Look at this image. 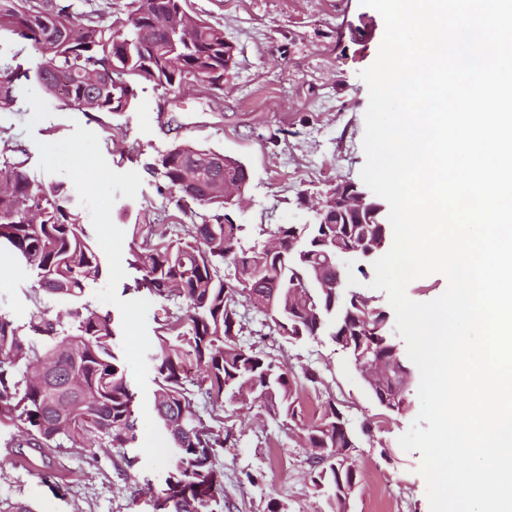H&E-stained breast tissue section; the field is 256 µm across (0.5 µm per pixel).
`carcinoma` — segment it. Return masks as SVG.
Returning a JSON list of instances; mask_svg holds the SVG:
<instances>
[{
	"mask_svg": "<svg viewBox=\"0 0 512 512\" xmlns=\"http://www.w3.org/2000/svg\"><path fill=\"white\" fill-rule=\"evenodd\" d=\"M174 16L189 24L191 41L151 24V14ZM125 18L107 23L94 10L76 19L53 0H0V33L16 36L35 49L39 61L25 66L23 49L0 46V111L18 102L17 83L36 80L45 92L67 105L97 100L96 112H124L137 98L136 86L148 82L174 91L188 84L220 92L224 75L236 66L235 47L224 29L188 11L187 0H126ZM218 154L204 146H171L151 166L161 191L176 192L204 212H190L188 224H165L142 232L133 225L127 263L146 289L163 304L155 330V388L152 412L161 428L184 417V431L168 432L172 442L154 512H224L219 490L224 473L216 457L234 444L233 431L216 412L224 401L259 404V418L293 426L309 458L308 476L317 492L336 494L340 484L360 482L354 462L336 459L353 435L336 427L330 400L316 419L308 417L297 396L299 380L313 389L323 385L310 367L302 375L278 363L263 347L268 334L296 342L311 338L313 322L294 325L300 302L317 306L336 336V308L321 282L336 276V237H389L388 211L380 224L260 225L251 239L245 225L233 223L221 187L244 181L246 165L224 156L223 165L199 171L184 184L187 167ZM0 242L9 244L30 273L35 288L69 305L66 315L35 307L17 322L0 312V429L12 430L9 445L42 456L56 448H113L127 466L137 440L135 393L117 352L110 313L86 298L103 274V260L88 235L70 187L35 182L27 160L1 156ZM298 240L288 258V244ZM355 320L340 339L356 351L364 327L381 313Z\"/></svg>",
	"mask_w": 512,
	"mask_h": 512,
	"instance_id": "obj_1",
	"label": "carcinoma"
}]
</instances>
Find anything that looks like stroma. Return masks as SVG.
I'll list each match as a JSON object with an SVG mask.
<instances>
[{
	"label": "stroma",
	"mask_w": 512,
	"mask_h": 512,
	"mask_svg": "<svg viewBox=\"0 0 512 512\" xmlns=\"http://www.w3.org/2000/svg\"><path fill=\"white\" fill-rule=\"evenodd\" d=\"M189 8L222 27L237 52L220 97L186 86L176 92L145 87L125 112H84L62 106L36 81L17 89V109L0 112V140L25 157L32 179L63 182L83 210L104 264L88 290L97 309L111 313L121 356L136 394L137 457L127 467L112 453L61 448L28 452L15 463L0 438V501L25 502L35 512H153L169 445L150 405L154 317L160 306L148 291H124L135 272L126 263L136 224H183L184 203L158 194L151 171L173 143L203 145L241 160L250 180L244 204L230 211L236 224H302L315 198L339 180L360 182L365 164L364 115L369 94L360 71L376 59L385 22L360 0H189ZM40 298L9 248L0 249V312L24 319ZM266 350L293 369L322 374L320 390L303 387L309 410L335 400L353 430V459L361 476L355 512H430L419 452L398 443L420 410L417 392L405 414H388L366 390L349 358L325 336L303 342L267 340ZM225 425L236 443L216 460L224 473L230 512H331L305 473L309 451L297 429L262 423L240 405L225 403ZM372 434H362L364 422Z\"/></svg>",
	"instance_id": "1"
}]
</instances>
